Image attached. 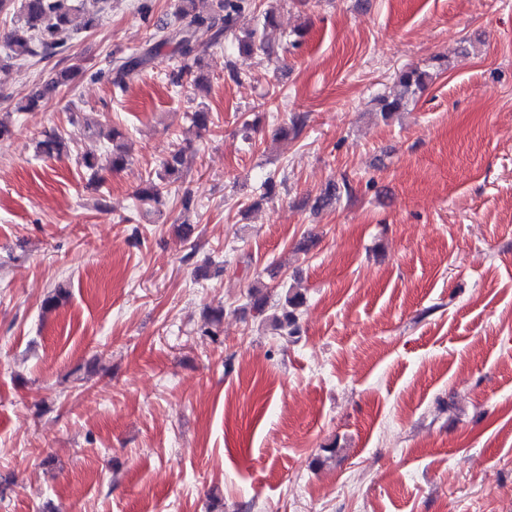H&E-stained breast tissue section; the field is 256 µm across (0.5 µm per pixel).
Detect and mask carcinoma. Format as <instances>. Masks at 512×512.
<instances>
[{"instance_id": "carcinoma-1", "label": "carcinoma", "mask_w": 512, "mask_h": 512, "mask_svg": "<svg viewBox=\"0 0 512 512\" xmlns=\"http://www.w3.org/2000/svg\"><path fill=\"white\" fill-rule=\"evenodd\" d=\"M100 2L101 0H19L18 22L4 36L8 53L5 57H0V66L6 60L24 61L37 55L46 59L62 52L71 34L91 30L97 26ZM252 7L253 0H212L210 12L203 13L197 11L196 0H178L175 17L187 20L186 27L171 31L166 26L161 32L152 33L153 46L140 56L117 60L112 73L107 76V81L116 88H123L128 75L148 65L154 52L171 44L177 65L168 78L173 84L179 83L184 74L193 71L200 63V54L205 51V46L198 42L196 33H211L210 44L217 45L221 43L222 38L234 33L236 17L245 9ZM275 24L274 14L265 13L262 29H253L245 36L237 38L239 54L249 56L260 51L269 59L277 55L274 45L266 40L263 32V29L273 27ZM76 74L75 68L59 71L49 84L33 88L19 109L38 108L48 90L69 84ZM427 78L428 74L417 68L401 71L398 75L401 92L394 96L381 97L380 111L389 115L404 109L409 96L426 86ZM124 138L125 134L116 127L108 132V139L112 143L111 167L114 170L122 169L128 161L123 144ZM38 149L49 158H59L68 154L69 145L61 134L51 131L38 142ZM184 154L185 149L182 148L162 161L160 168L149 175L145 185L138 190L137 197L140 201L156 202L169 192V187L181 178ZM303 304V295L289 289L277 310L270 314L267 309V298L261 287L257 286L251 292L250 311L268 320L273 329L282 330L296 325V310Z\"/></svg>"}]
</instances>
